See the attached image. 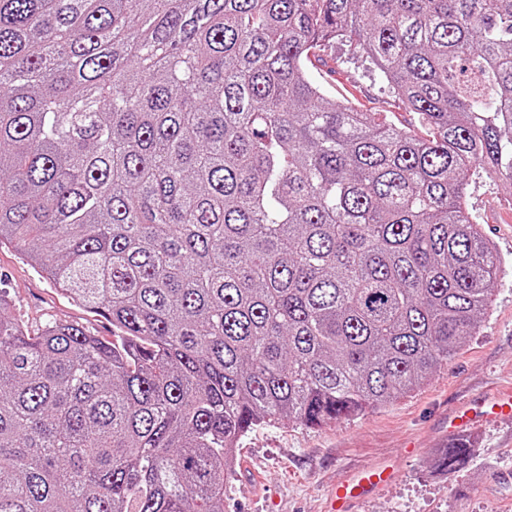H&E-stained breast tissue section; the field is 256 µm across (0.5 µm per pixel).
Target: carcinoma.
Instances as JSON below:
<instances>
[{
  "label": "carcinoma",
  "instance_id": "obj_1",
  "mask_svg": "<svg viewBox=\"0 0 512 512\" xmlns=\"http://www.w3.org/2000/svg\"><path fill=\"white\" fill-rule=\"evenodd\" d=\"M343 38L428 137L307 76ZM476 171L512 183V0H0V243L112 321L0 297V512H224L252 427L420 388L491 307Z\"/></svg>",
  "mask_w": 512,
  "mask_h": 512
}]
</instances>
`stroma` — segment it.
<instances>
[{
    "instance_id": "1",
    "label": "stroma",
    "mask_w": 512,
    "mask_h": 512,
    "mask_svg": "<svg viewBox=\"0 0 512 512\" xmlns=\"http://www.w3.org/2000/svg\"><path fill=\"white\" fill-rule=\"evenodd\" d=\"M309 76L327 94L406 133L426 134L418 116L353 46L312 49ZM468 209L493 240L502 264L492 308L475 336L420 389L376 410L322 427L259 426L242 438L224 512H325L331 487L365 468L394 464L395 478L354 512H512V417L483 421L470 434L469 466L441 473L435 449L447 444L448 418L460 407L512 388V184L470 179ZM0 293L9 312L37 331L55 320L111 339L112 323L71 299L11 244L0 245Z\"/></svg>"
}]
</instances>
